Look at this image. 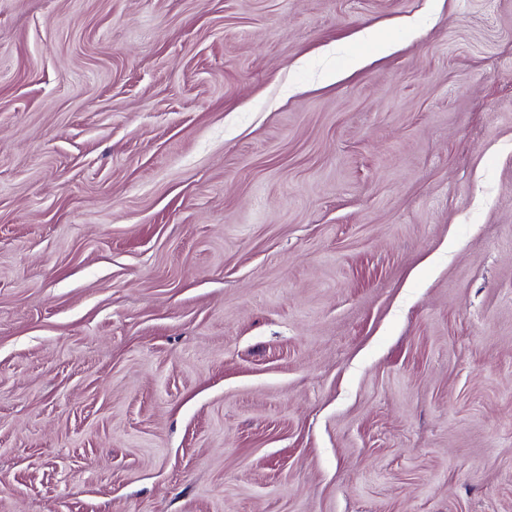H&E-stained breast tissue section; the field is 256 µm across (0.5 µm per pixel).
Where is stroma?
I'll return each mask as SVG.
<instances>
[{"mask_svg": "<svg viewBox=\"0 0 512 512\" xmlns=\"http://www.w3.org/2000/svg\"><path fill=\"white\" fill-rule=\"evenodd\" d=\"M0 512H512V0H0Z\"/></svg>", "mask_w": 512, "mask_h": 512, "instance_id": "stroma-1", "label": "stroma"}]
</instances>
